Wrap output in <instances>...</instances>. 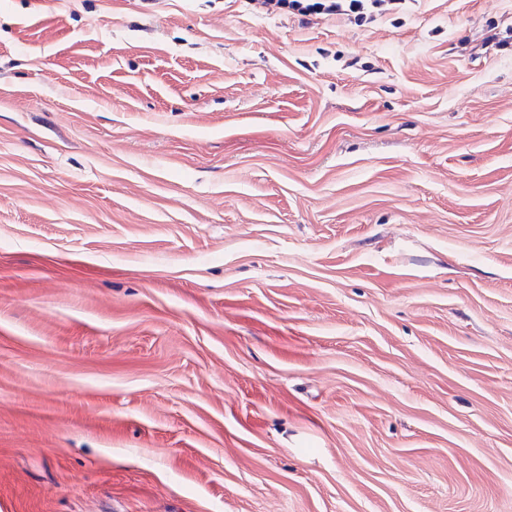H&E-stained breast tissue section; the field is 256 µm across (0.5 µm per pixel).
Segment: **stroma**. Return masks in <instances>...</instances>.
Segmentation results:
<instances>
[{
    "label": "stroma",
    "instance_id": "1",
    "mask_svg": "<svg viewBox=\"0 0 512 512\" xmlns=\"http://www.w3.org/2000/svg\"><path fill=\"white\" fill-rule=\"evenodd\" d=\"M0 512H512V0H0ZM385 0H278L276 5L284 6L301 16L309 15H351L361 20L375 21Z\"/></svg>",
    "mask_w": 512,
    "mask_h": 512
}]
</instances>
